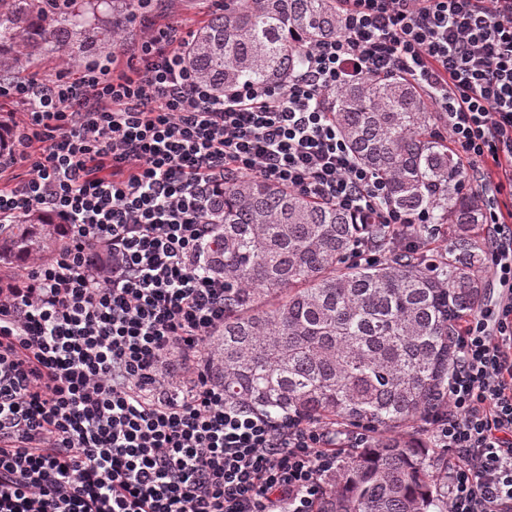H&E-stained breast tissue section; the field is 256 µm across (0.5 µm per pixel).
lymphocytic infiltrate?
<instances>
[{"label":"lymphocytic infiltrate","instance_id":"f902f5d3","mask_svg":"<svg viewBox=\"0 0 512 512\" xmlns=\"http://www.w3.org/2000/svg\"><path fill=\"white\" fill-rule=\"evenodd\" d=\"M335 36L287 84L216 96L193 36L138 0L116 57L0 83L19 104L0 155V223L49 213L67 240L0 284V512H318L336 433L224 400L207 350L224 276L204 268L211 205L257 177L376 224L406 249L440 236L357 164L338 89L409 77L439 113L463 189L489 203L492 304L457 318L447 387L426 422L448 450V512H512V0H335ZM177 359L181 373L164 375Z\"/></svg>","mask_w":512,"mask_h":512}]
</instances>
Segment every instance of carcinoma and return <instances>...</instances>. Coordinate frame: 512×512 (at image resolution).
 I'll return each mask as SVG.
<instances>
[{
	"label": "carcinoma",
	"instance_id": "carcinoma-1",
	"mask_svg": "<svg viewBox=\"0 0 512 512\" xmlns=\"http://www.w3.org/2000/svg\"><path fill=\"white\" fill-rule=\"evenodd\" d=\"M0 0V77L37 55L74 66L116 46L136 0ZM337 32L332 0H224L187 49L219 94L282 82L303 66L300 47ZM333 118L355 159L388 180L399 210L431 211L448 225L451 258L436 265L372 228L383 259L349 261L361 225L332 206L256 178L224 188L211 207L208 267L224 274V328L209 354L224 401L274 421L300 417L370 430L339 457L319 512H448V459L409 429L435 408L454 357L456 316L485 296L483 210L458 192V162L413 81L370 76L343 87ZM65 230L40 212L0 224V263L50 260Z\"/></svg>",
	"mask_w": 512,
	"mask_h": 512
}]
</instances>
